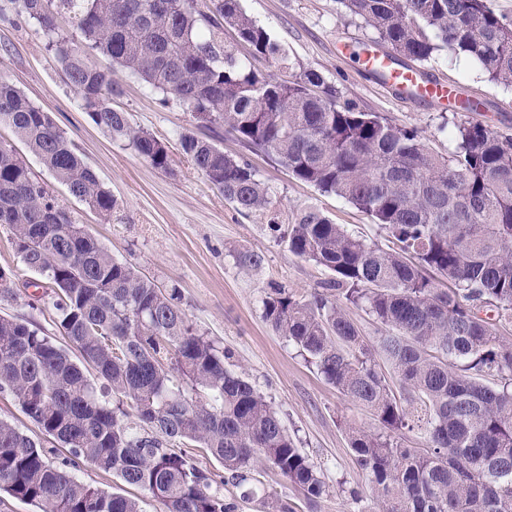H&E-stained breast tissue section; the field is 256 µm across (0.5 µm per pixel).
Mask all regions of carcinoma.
<instances>
[{
	"label": "carcinoma",
	"instance_id": "cac0c4a2",
	"mask_svg": "<svg viewBox=\"0 0 512 512\" xmlns=\"http://www.w3.org/2000/svg\"><path fill=\"white\" fill-rule=\"evenodd\" d=\"M376 33L399 66L441 50L463 54L488 80L512 87V19L490 0H338ZM67 13L76 36L62 37ZM36 21L92 122L127 140L151 167L170 170L168 147L112 107L120 93L101 54L194 116L270 156L294 179L344 198L392 238L386 250L309 208L288 225L289 253L325 269L308 298L272 287L263 318L316 372L367 411L350 448L376 512H512V343L479 315L512 314V137L480 123L457 126L448 154L414 128L337 100L314 69L284 80L255 70L224 39L289 68L288 54L240 0H0V18ZM9 127L69 196L112 215L115 200L50 113L0 76V127ZM181 153L242 214L269 215L268 188L242 157L212 139L180 136ZM24 268L52 288L59 345L25 319L0 315V393L49 438L121 482L149 491L165 512H236L223 487L254 496L263 458L308 498L325 491L317 466L228 353L189 323L174 288L115 258L0 144V225ZM253 270L259 254L241 250ZM383 327L378 367L343 305ZM94 370L96 379L88 377ZM101 385H96L95 380ZM428 446L408 448L404 431ZM203 448L224 468L201 469ZM39 512H141L53 464L41 445L0 420V491Z\"/></svg>",
	"mask_w": 512,
	"mask_h": 512
}]
</instances>
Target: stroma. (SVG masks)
Wrapping results in <instances>:
<instances>
[{
	"label": "stroma",
	"mask_w": 512,
	"mask_h": 512,
	"mask_svg": "<svg viewBox=\"0 0 512 512\" xmlns=\"http://www.w3.org/2000/svg\"><path fill=\"white\" fill-rule=\"evenodd\" d=\"M241 6L287 51L291 67L280 71V78L315 69L336 86L341 100L417 129L424 143L443 154L453 147L460 122H478L491 131L512 135V88L490 83L464 57L442 51L425 63L424 70L456 88L459 95L480 100L479 112H460L416 96H395L383 80L362 69L359 55L373 32L346 13L338 0H241ZM97 62L119 83L113 107L127 112L135 129L167 145L170 172L154 169L128 142L112 139L99 129L81 109L77 92L48 49L41 27L15 17L0 20V75L8 76L36 107L52 114L97 173L116 200L110 221L71 198L29 155L25 161L33 176L67 208L75 223L117 258L131 262L158 285L179 291L190 323L228 351V368L250 378L277 410L297 447L317 464L326 490L311 500L264 461H257L252 470L256 489L252 499H241L234 486L224 489L225 497L236 499L237 512H272L276 501L288 504L292 512H353L351 489L367 491L369 481L356 463L346 428L370 426L371 419L327 384L262 317L261 300L269 286L282 285L305 297L328 274L293 257L281 233L271 231L264 218L245 216L226 202L181 154L179 138L188 131L214 136L225 153L246 158L268 187L270 209L281 224H290L301 210L315 208L383 247L388 244L386 234L346 200L295 180L264 154L248 151L235 139L219 134L174 97H163L137 76L114 67L107 57L98 56ZM10 237L8 227L0 226V267L19 270L20 276L15 297L0 301V315L34 321L46 336L59 338L48 291L31 287L33 275L22 270ZM244 249L263 256L261 266L248 274L234 261L235 253ZM0 420L39 442L54 464L66 460L67 450L43 435L12 396L0 394ZM72 472L91 487L137 499L142 512L164 510L147 490L126 485L93 464L78 462ZM267 491L275 492V500L264 499Z\"/></svg>",
	"instance_id": "obj_1"
}]
</instances>
